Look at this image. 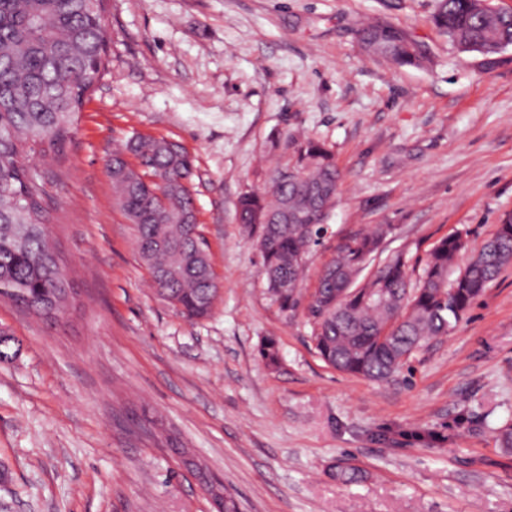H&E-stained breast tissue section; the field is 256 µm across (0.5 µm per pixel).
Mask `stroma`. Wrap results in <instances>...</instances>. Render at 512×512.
I'll return each instance as SVG.
<instances>
[{"mask_svg":"<svg viewBox=\"0 0 512 512\" xmlns=\"http://www.w3.org/2000/svg\"><path fill=\"white\" fill-rule=\"evenodd\" d=\"M436 0H106L107 68L61 155L33 157L45 224L74 292L55 319L0 300L21 342L0 362V512H512V265L392 380L328 366L306 308L282 311L236 204L299 132L342 179L312 252L313 291L340 239L377 224L422 268L460 233L476 253L512 218V45L459 52ZM368 22L426 66L369 57ZM183 146L218 293L184 318L156 292L106 163L133 135ZM278 342L279 363L259 348ZM359 468L350 485L337 463Z\"/></svg>","mask_w":512,"mask_h":512,"instance_id":"stroma-1","label":"stroma"}]
</instances>
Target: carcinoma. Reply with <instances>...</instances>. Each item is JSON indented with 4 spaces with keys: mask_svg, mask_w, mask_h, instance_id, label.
<instances>
[{
    "mask_svg": "<svg viewBox=\"0 0 512 512\" xmlns=\"http://www.w3.org/2000/svg\"><path fill=\"white\" fill-rule=\"evenodd\" d=\"M103 2L0 0V296L24 309L42 312L54 292L70 287L49 241L42 191L27 159L63 152L105 71ZM433 22L468 52L492 55L512 45V13L479 9L476 0H437ZM359 41L367 53L399 67L428 61L418 43L390 24L363 27ZM283 150L288 160L268 179L272 200L244 194L237 220L261 255L269 294L286 312L307 301L310 341L338 371L389 379L432 338L448 334L512 264V220L506 219L453 281L450 269L466 250L459 234L434 244L414 280L403 254L382 257L380 244L391 225L377 224L342 238L306 295V261L327 232L341 171L333 153L312 138L289 136ZM107 172L118 206L136 227L139 258L159 295L190 320L207 317L217 284L187 187L189 154L163 138L136 135L115 152ZM285 209L288 223L266 221ZM19 350V340L0 329V362Z\"/></svg>",
    "mask_w": 512,
    "mask_h": 512,
    "instance_id": "1",
    "label": "carcinoma"
}]
</instances>
